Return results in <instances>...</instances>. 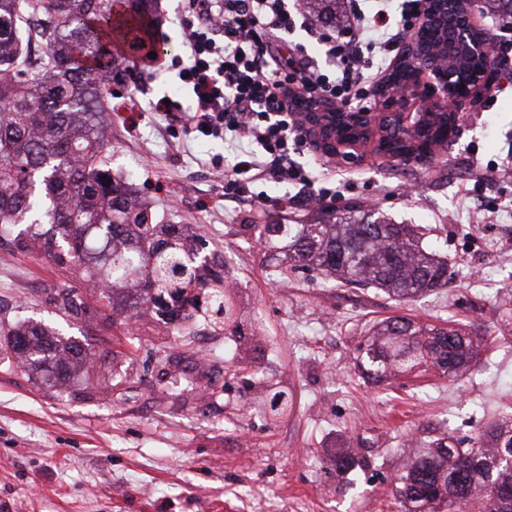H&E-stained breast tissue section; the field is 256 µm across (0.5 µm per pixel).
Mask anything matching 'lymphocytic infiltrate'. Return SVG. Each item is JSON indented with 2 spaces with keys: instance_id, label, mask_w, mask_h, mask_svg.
<instances>
[{
  "instance_id": "1",
  "label": "lymphocytic infiltrate",
  "mask_w": 512,
  "mask_h": 512,
  "mask_svg": "<svg viewBox=\"0 0 512 512\" xmlns=\"http://www.w3.org/2000/svg\"><path fill=\"white\" fill-rule=\"evenodd\" d=\"M181 5L188 56L174 67L191 90V102L181 111L159 100L153 109L180 111L185 138H231L236 147L222 172L224 195L249 200L252 185L262 180L306 183L294 160L306 142L304 125L296 119L302 101L370 110L369 89L382 80L390 53L417 32L425 0H402L395 18L387 0H377L370 10L361 0H345L339 37L307 23L332 62L330 74L312 68L289 45L296 19L288 0H181ZM368 50L382 59L377 69L364 59Z\"/></svg>"
}]
</instances>
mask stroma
<instances>
[{"instance_id":"obj_1","label":"stroma","mask_w":512,"mask_h":512,"mask_svg":"<svg viewBox=\"0 0 512 512\" xmlns=\"http://www.w3.org/2000/svg\"><path fill=\"white\" fill-rule=\"evenodd\" d=\"M180 0H160L164 45L154 76L137 55L112 79V169L173 223L208 241L224 262L237 333L186 322L187 338L137 325L113 343L103 314L66 324L40 293L61 282L49 260L0 252V306L59 328L92 352L113 348L111 380L97 371L69 388L0 369V512H400L397 479L426 441L467 440L512 414V52L497 82L458 114V131L433 157L407 162L365 147L339 159L296 153L308 186L258 182L265 204L222 200L202 158L232 156L230 141H184L173 116L151 109L190 96L171 63L184 59ZM342 191L398 224L426 228L450 261L448 285L409 301L373 289L334 288L318 271L274 272L251 227L307 218L311 189ZM484 221H468L471 210ZM406 316L497 335L459 378L402 374L375 385L356 358L370 328ZM166 346L178 373L152 355ZM292 399L286 416L260 410L267 393ZM363 455L355 483L337 478V450Z\"/></svg>"}]
</instances>
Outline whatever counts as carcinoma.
Segmentation results:
<instances>
[{"instance_id":"obj_1","label":"carcinoma","mask_w":512,"mask_h":512,"mask_svg":"<svg viewBox=\"0 0 512 512\" xmlns=\"http://www.w3.org/2000/svg\"><path fill=\"white\" fill-rule=\"evenodd\" d=\"M120 0H0V251L36 254L73 279L99 289L112 323L146 317L164 328L203 312L215 329L238 325L226 298L224 264L201 255L198 237L183 224H157L150 207L106 155L105 105L110 78L127 62L112 51L113 6ZM120 33L141 50L154 30L157 0H125ZM304 9L336 22V0H301ZM512 15V0H466L446 18L428 19L427 61L454 82L465 73L497 70L492 52L450 57L445 44L466 29L472 11ZM46 40L47 52L31 53ZM445 140L408 135L394 147L410 155L435 154ZM307 224H256L255 236L279 265L309 266L331 283L361 284L395 301L448 285V259L423 243L410 224H395L373 210L319 209ZM41 293L56 315L80 322L95 310L83 292L45 282ZM0 336L18 367L40 384L68 387L97 361L70 337L42 321L0 314ZM493 336L420 323L405 316L373 326L357 365L381 382L417 368L446 377L467 371ZM290 399L272 395L265 410L283 414ZM361 462L336 456V472L354 481ZM396 497L402 512H512V418L484 427L468 448L443 433L405 467Z\"/></svg>"}]
</instances>
